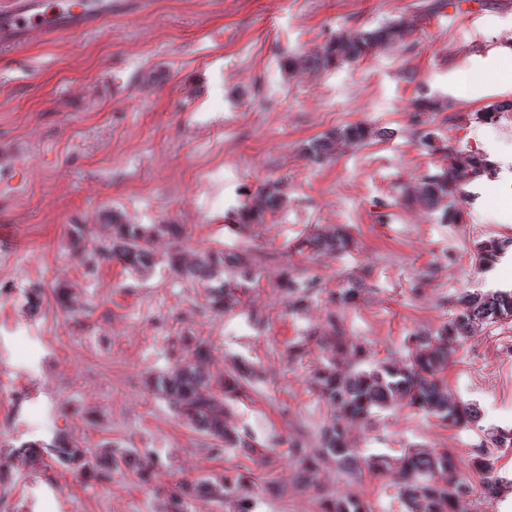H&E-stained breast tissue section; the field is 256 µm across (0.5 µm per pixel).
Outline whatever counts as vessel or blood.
<instances>
[{"instance_id": "1", "label": "vessel or blood", "mask_w": 512, "mask_h": 512, "mask_svg": "<svg viewBox=\"0 0 512 512\" xmlns=\"http://www.w3.org/2000/svg\"><path fill=\"white\" fill-rule=\"evenodd\" d=\"M111 16L112 0H0V47L96 28Z\"/></svg>"}]
</instances>
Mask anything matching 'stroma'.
I'll return each instance as SVG.
<instances>
[{
    "instance_id": "stroma-1",
    "label": "stroma",
    "mask_w": 512,
    "mask_h": 512,
    "mask_svg": "<svg viewBox=\"0 0 512 512\" xmlns=\"http://www.w3.org/2000/svg\"><path fill=\"white\" fill-rule=\"evenodd\" d=\"M471 9L463 19L450 0H123L103 27L0 52V512H164L182 482L227 474L247 480L237 497L191 496L186 512H237L243 501L250 512H325L327 500L406 512L368 459L452 448L466 461L483 432L512 426L505 326L458 344L446 372L450 393L479 408L478 427L379 411L347 427L363 465L344 471L320 458L310 487L297 482L290 448L316 447L334 417L312 385L331 359L322 337L341 332L370 364L398 361L405 337L448 321L461 291L512 289V250L490 270L474 259L481 241L512 238V85L485 78L512 45V0H471ZM393 21L408 28L394 47L335 69L282 67L333 34ZM423 93L447 100L433 126L449 145L498 166L466 186L454 224L396 202L401 186L450 164L410 124ZM504 104L496 125L481 121ZM354 123L388 136L326 163L300 152ZM274 181L285 209L225 226ZM114 209L136 224L182 225L190 251H248L261 279L216 313L198 282L161 266L142 279L113 260L86 275L67 229L90 224L104 237L99 221ZM334 225L352 237L348 250L295 252L314 227ZM286 272L318 283L297 312L280 286ZM349 280L360 296L334 308L331 295ZM59 284L80 313L57 305ZM200 339L212 374L237 362L252 370L226 418L251 449L214 454L150 386ZM58 435L91 450L146 449L158 464L145 478L126 467L96 477L57 462L48 447Z\"/></svg>"
}]
</instances>
